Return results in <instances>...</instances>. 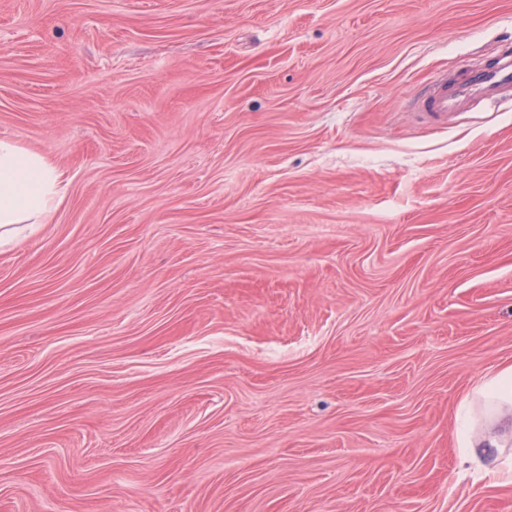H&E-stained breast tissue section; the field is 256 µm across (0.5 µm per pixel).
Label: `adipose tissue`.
Masks as SVG:
<instances>
[{
    "mask_svg": "<svg viewBox=\"0 0 512 512\" xmlns=\"http://www.w3.org/2000/svg\"><path fill=\"white\" fill-rule=\"evenodd\" d=\"M68 179L45 155L19 143L0 139V241L16 239L26 224H45L62 203ZM477 393L492 411L503 432L512 433V364L486 376ZM503 433L474 436L461 423L457 436L464 448L463 463L479 466L485 477L498 478L505 470L500 457Z\"/></svg>",
    "mask_w": 512,
    "mask_h": 512,
    "instance_id": "ef3b65f1",
    "label": "adipose tissue"
}]
</instances>
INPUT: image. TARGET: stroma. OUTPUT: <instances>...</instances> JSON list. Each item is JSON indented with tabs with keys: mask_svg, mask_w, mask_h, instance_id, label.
I'll return each instance as SVG.
<instances>
[{
	"mask_svg": "<svg viewBox=\"0 0 512 512\" xmlns=\"http://www.w3.org/2000/svg\"><path fill=\"white\" fill-rule=\"evenodd\" d=\"M512 0H0V512H512L458 467L512 364V100H410ZM68 179L45 155L0 139V241L46 224L62 203ZM14 224H31L22 227Z\"/></svg>",
	"mask_w": 512,
	"mask_h": 512,
	"instance_id": "stroma-1",
	"label": "stroma"
}]
</instances>
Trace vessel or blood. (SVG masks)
Returning <instances> with one entry per match:
<instances>
[{
  "label": "vessel or blood",
  "mask_w": 512,
  "mask_h": 512,
  "mask_svg": "<svg viewBox=\"0 0 512 512\" xmlns=\"http://www.w3.org/2000/svg\"><path fill=\"white\" fill-rule=\"evenodd\" d=\"M512 95V50L503 49L490 65L470 69L463 79L443 78L423 89L415 107L438 122H448L472 107Z\"/></svg>",
  "instance_id": "vessel-or-blood-1"
}]
</instances>
